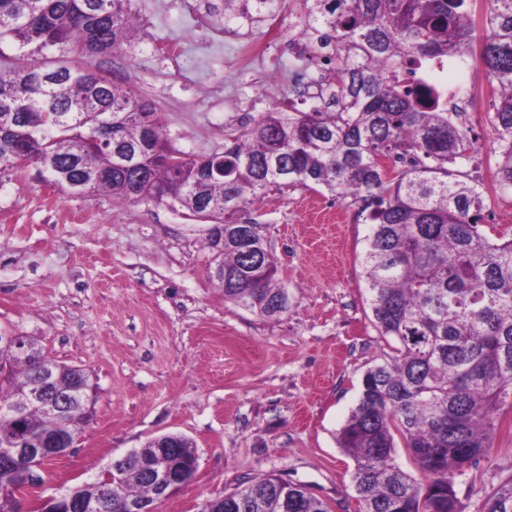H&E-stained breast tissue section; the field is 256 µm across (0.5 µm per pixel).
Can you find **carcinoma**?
I'll use <instances>...</instances> for the list:
<instances>
[{
    "instance_id": "obj_1",
    "label": "carcinoma",
    "mask_w": 512,
    "mask_h": 512,
    "mask_svg": "<svg viewBox=\"0 0 512 512\" xmlns=\"http://www.w3.org/2000/svg\"><path fill=\"white\" fill-rule=\"evenodd\" d=\"M472 0H313L305 33L333 47L334 109L276 105L228 134L224 174L214 157L189 156L167 138L152 105L112 79L102 64L130 44L132 0H0V165H37L72 190L106 191L118 202L148 201L224 225V299L273 317L288 308L262 225L238 223L272 187L324 189L360 206L372 224L364 256L370 306L396 356L370 367L339 432L355 461L357 512H461L454 478L486 456L512 396V234L490 237L481 224L486 197L458 170L474 142L420 80L399 87L397 70L425 73L474 53ZM481 57L494 99L496 182L512 189V0H487ZM98 61L97 69L89 61ZM33 353L0 369V443L8 432L68 430L92 418L89 373ZM50 369L80 388L64 415L35 410L21 420L12 402ZM165 447H159V443ZM135 449L151 464L197 470L191 442L165 436ZM402 447L422 479L397 462ZM27 461H0V487L22 479ZM156 490L131 465L118 480L100 473L67 492L82 512H129ZM329 512L304 487L274 475L224 496V512ZM480 512H512V478Z\"/></svg>"
}]
</instances>
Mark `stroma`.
<instances>
[{"instance_id":"stroma-1","label":"stroma","mask_w":512,"mask_h":512,"mask_svg":"<svg viewBox=\"0 0 512 512\" xmlns=\"http://www.w3.org/2000/svg\"><path fill=\"white\" fill-rule=\"evenodd\" d=\"M135 44L112 61L159 110L173 145L220 153L228 131L273 105L302 106L287 77L253 82L226 47L263 25L234 20L224 34L199 26L185 0H135ZM180 45L179 67L166 47ZM488 112L458 116L477 143L462 165L485 180L484 222L512 233V190L495 186ZM275 256L288 308L264 317L225 300L207 246L210 225L151 202L75 195L31 166L0 167V333L33 336L46 354L86 369L94 418L69 455L48 461L22 505L98 475L150 439L178 433L198 458L196 477L158 512H201L207 500L264 474L302 485L332 512H355V463L337 437L366 370L392 355L368 301L363 257L371 226L357 207L301 187L267 191L247 209ZM512 478V409L490 454L455 477L462 512Z\"/></svg>"}]
</instances>
